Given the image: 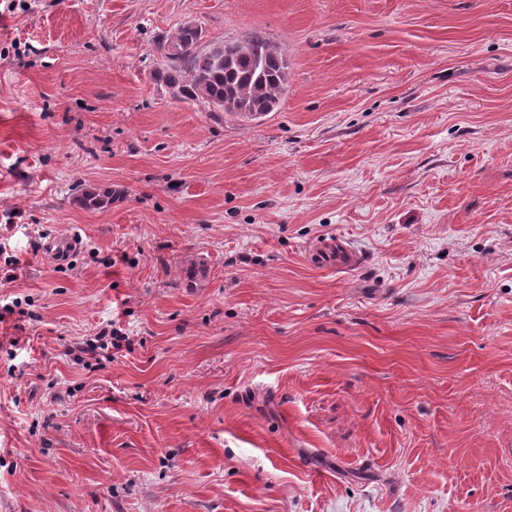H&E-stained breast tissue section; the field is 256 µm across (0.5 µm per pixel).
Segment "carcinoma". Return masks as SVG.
<instances>
[{"mask_svg": "<svg viewBox=\"0 0 512 512\" xmlns=\"http://www.w3.org/2000/svg\"><path fill=\"white\" fill-rule=\"evenodd\" d=\"M203 39V29L186 21L157 41L163 57L158 78L172 97L206 103L215 112L225 111L226 102L264 115L277 109L288 83V61L276 44L255 34L206 50ZM76 201L86 209H104L112 204V191L84 186Z\"/></svg>", "mask_w": 512, "mask_h": 512, "instance_id": "cac0c4a2", "label": "carcinoma"}]
</instances>
